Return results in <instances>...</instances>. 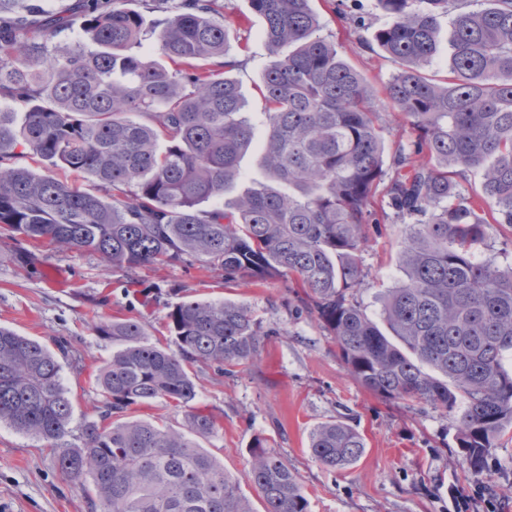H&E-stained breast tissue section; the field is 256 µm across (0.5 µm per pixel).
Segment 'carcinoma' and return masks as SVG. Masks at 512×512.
I'll list each match as a JSON object with an SVG mask.
<instances>
[{
  "label": "carcinoma",
  "mask_w": 512,
  "mask_h": 512,
  "mask_svg": "<svg viewBox=\"0 0 512 512\" xmlns=\"http://www.w3.org/2000/svg\"><path fill=\"white\" fill-rule=\"evenodd\" d=\"M78 0L70 13L34 0H0V236L46 238L62 250L100 255L133 269L186 258L243 278H281L336 344L349 375L385 402H424L456 424L472 477L512 430V267L476 258L488 224L512 227V0H379L387 22L375 44L398 64L388 106L417 132L386 157L374 93L320 36L311 0H249L264 21L271 57L260 91L266 182L230 202L252 147L247 101L230 73L224 0ZM451 21L450 77L422 69ZM155 15L146 31L143 12ZM80 23L83 45L51 52ZM153 50H144L147 35ZM31 154L48 167L94 180L71 186L16 164ZM482 175L477 201L455 177ZM389 178L384 217H409L401 242L404 278L380 300V320L355 299L368 286L362 253L377 185ZM177 350L149 341L134 319L100 322L117 350L97 377L99 420L83 446L63 448L60 469L89 484L93 512H252L239 481L200 440L219 434L197 402L192 368L218 375L252 362L273 331L246 305L185 300L167 313ZM185 409L184 431L125 419L133 406ZM72 403L57 355L0 327V424L33 438L69 433ZM312 458L329 470L357 463L363 434L339 420L309 434ZM247 480L264 512H310L288 463L269 440L249 447Z\"/></svg>",
  "instance_id": "1"
}]
</instances>
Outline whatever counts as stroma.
Returning a JSON list of instances; mask_svg holds the SVG:
<instances>
[{"label":"stroma","mask_w":512,"mask_h":512,"mask_svg":"<svg viewBox=\"0 0 512 512\" xmlns=\"http://www.w3.org/2000/svg\"><path fill=\"white\" fill-rule=\"evenodd\" d=\"M311 4L323 36L335 42L375 95H383L397 66L372 40L386 20L378 0ZM356 15L364 17V26L353 24ZM224 26L231 55L242 61L233 76L248 101L259 143L265 134L259 86L270 62L264 23L248 0H224ZM405 227L404 220L389 218L362 254L369 286L357 299L370 315H378L379 296L404 276L399 252ZM187 299L244 304L271 332L257 359L235 374L221 377L210 367L194 368L198 400L222 425L203 446L240 478L253 512L264 509L245 479L248 448L258 434L287 459L311 512H512V442L493 450L483 476L466 475L454 423L429 405L388 404L358 385L331 337L299 308L288 282L242 280L228 288L221 273L197 260L121 270L98 254L62 251L42 239H0V326L60 349L73 404L62 441L66 448L81 447L84 424L97 420L95 378L112 356L111 342L97 336L94 322L132 318L152 341L170 346L166 315ZM329 419L364 434L367 448L356 465L333 471L312 458L309 433ZM0 512H91V502L44 442L0 425Z\"/></svg>","instance_id":"stroma-1"}]
</instances>
